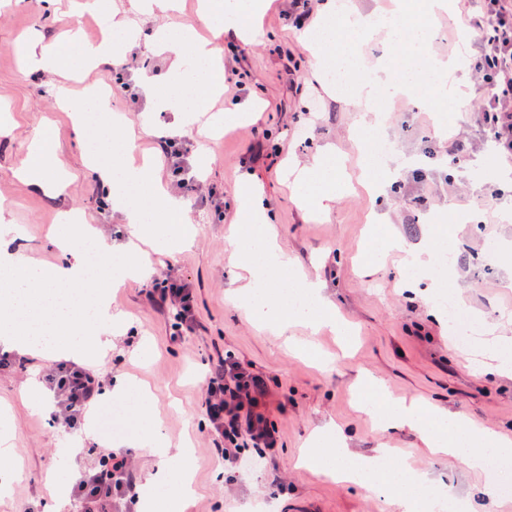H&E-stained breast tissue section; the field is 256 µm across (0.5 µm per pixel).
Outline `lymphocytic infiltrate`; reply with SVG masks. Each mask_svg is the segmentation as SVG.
<instances>
[{
    "label": "lymphocytic infiltrate",
    "mask_w": 512,
    "mask_h": 512,
    "mask_svg": "<svg viewBox=\"0 0 512 512\" xmlns=\"http://www.w3.org/2000/svg\"><path fill=\"white\" fill-rule=\"evenodd\" d=\"M475 33L478 52L471 69L492 89L482 109V122L491 139L512 159V0H479V10L467 19ZM157 304L171 302L179 307L177 327L192 330L195 316L193 296L183 284L161 282L148 291ZM50 390L59 397L67 421H77L90 409L99 394V383L86 369L60 366L46 376ZM268 392L261 377L229 358L219 359L204 382V409L214 431L224 442L225 464L240 467V443L274 450L277 438L265 411ZM102 469L78 470L74 491L87 512H111L112 500L130 493L133 484L130 463L122 451L104 456Z\"/></svg>",
    "instance_id": "1"
}]
</instances>
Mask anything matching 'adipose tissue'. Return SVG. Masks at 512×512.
I'll return each instance as SVG.
<instances>
[{
	"label": "adipose tissue",
	"mask_w": 512,
	"mask_h": 512,
	"mask_svg": "<svg viewBox=\"0 0 512 512\" xmlns=\"http://www.w3.org/2000/svg\"><path fill=\"white\" fill-rule=\"evenodd\" d=\"M268 0H206L205 12L216 32L232 31L240 39L260 37L259 21ZM134 37L131 25L113 21L112 34L103 42L85 44L75 38L47 48L30 44L21 52L32 72L52 71L79 63H92L114 55L118 46ZM158 41L181 46L190 68L178 72L176 90L159 97L160 106H176L178 111L196 114L207 111L220 81L214 54L207 42L187 28H158ZM130 145L121 136L117 145L97 143L89 148V161L114 211L128 224V237L121 251L122 261H113L112 243L99 237L90 245L69 247L62 264L35 268L7 247L0 245V345L23 353L35 350L80 363L89 356L112 348L123 321L112 311V290L129 281L144 280L152 270L139 257V243L161 244L172 251L192 245L194 227L189 209L180 199L166 194L155 180L149 165L129 163L124 153ZM20 176L40 190L60 193L65 166L52 147L51 133L31 141L18 170ZM336 153L319 148L304 166L301 183L308 189L309 201L327 207L336 198ZM239 215V245L228 258L230 265L244 268L248 277L240 285L238 297L246 312L268 327L283 331L289 323L303 321L313 326H336V313L325 302L316 282L289 281L288 257L275 244L273 221L262 196L243 185L236 199ZM292 284L306 298L303 307L288 305L283 288ZM131 403L141 417H155L150 395L137 383L122 378L104 387L98 403L102 406ZM381 429L407 425L422 434L428 447L447 455L453 469L476 470L486 456L512 459V438L474 424L463 416H451L431 407H412L381 397L366 399ZM336 430L320 428L310 440L302 460L304 467L326 472L341 481L355 482L369 490L388 489L395 493L399 512H429L430 497L419 496L422 476L397 470L388 463L389 451L382 448L355 466L345 463V449L335 447ZM153 454L158 470L180 463L181 480L164 500L144 494L143 512H185L192 493L189 481L193 458L187 443L169 438L162 428L153 430Z\"/></svg>",
	"instance_id": "obj_1"
}]
</instances>
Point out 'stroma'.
<instances>
[{
	"instance_id": "1",
	"label": "stroma",
	"mask_w": 512,
	"mask_h": 512,
	"mask_svg": "<svg viewBox=\"0 0 512 512\" xmlns=\"http://www.w3.org/2000/svg\"><path fill=\"white\" fill-rule=\"evenodd\" d=\"M199 0H181L177 13L138 20L140 35L114 60L60 77L25 72L17 43L34 34L49 41L80 30L91 42L102 28L99 16L83 14L71 0H27L13 9L0 0V106L16 121L10 135L0 136V205L11 212L13 245L38 264H53L58 252L50 238L65 211L83 213L109 240L123 243L126 225L111 206L102 204L103 188L89 169L74 138L58 96L77 97L91 85L108 87L111 106L133 129L134 152L157 153L163 183L187 202L196 242L173 255L151 254L154 275L188 283L194 291L196 325L173 334L174 308L157 309L148 299L149 282L116 291L112 307L125 314L130 327L112 352L91 368L103 383L127 376L146 383L170 436L194 440V494L187 512H397L391 500L358 484L298 467L297 459L315 432L326 424L341 431L352 457L391 448V462L423 473L461 502L466 512H512V495L500 493L498 471L452 472L446 457L433 454L420 433L408 427L381 431L370 416L357 410L358 378L381 383L398 400L418 402L465 415L477 425L512 435V377L480 375L467 364L468 353L448 339V323L435 310L433 294L449 293L481 322L482 336L512 337V163L501 157L484 131L480 109L484 92L474 79L457 93L466 113L442 124L434 110L401 98L371 129L372 140L390 144L385 169L389 175L381 195L361 182L354 139L359 114L352 97L314 76L308 51L299 41L294 18L308 12L317 18L324 0H274L262 23L263 36L246 44L225 32L212 41L222 64L223 89L211 109L224 121L212 133L206 121L181 128L176 110L154 111V100L174 62L170 51L143 55L151 32L160 25H191L201 35L209 29L198 12ZM476 0H456L449 14L432 15L430 53L441 60L468 62L475 46L458 26L465 14L477 12ZM260 100L261 112L243 124L229 121L231 111ZM52 129L53 145L65 161L71 181L57 196L46 195L15 177L29 141ZM460 132L469 147L467 161L456 165L442 153L447 130ZM178 135L182 162L196 168L201 155L213 162L198 188L184 191L162 139ZM332 144L344 159V186L332 211L319 214L304 202L285 173L286 161L304 165L316 150ZM262 191L275 217L279 247L298 274L322 285V294L351 330L350 343L334 332L310 334L301 325L291 332L312 340L332 364L322 368L290 352L284 337L258 325L233 303L238 269L228 265L234 244L229 227L237 223L236 195L243 181ZM501 192L498 213L484 223L449 219V212H481L493 192ZM428 200L417 222H410V198ZM444 229L437 248L451 255L448 274L436 282L412 270L410 259L428 244L430 229ZM497 252H490V242ZM156 346L155 355L140 361L135 349L141 337ZM233 354L243 366L266 378L272 408L268 419L277 431L272 458L248 450V467L229 477L217 452L203 406L202 381L212 358ZM54 360L0 348V411L11 414L13 466L0 475L10 491L0 496V512H46L48 471L72 485L76 466L97 467L116 436L133 438L131 449L136 486L155 470L151 439L144 425L120 406L97 410L99 439L82 443V429L63 418L44 414L22 388L42 380Z\"/></svg>"
}]
</instances>
